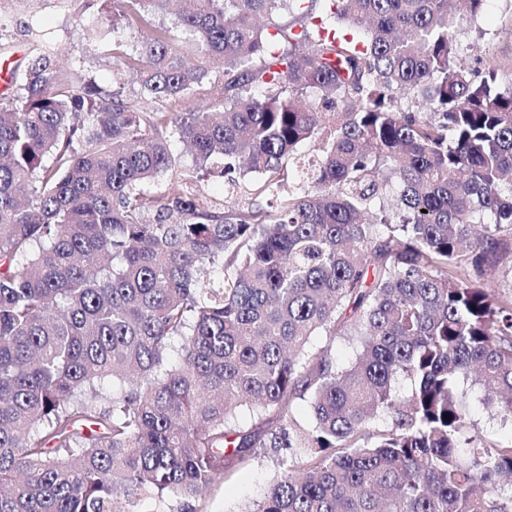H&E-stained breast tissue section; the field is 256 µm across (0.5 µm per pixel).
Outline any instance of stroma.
Returning a JSON list of instances; mask_svg holds the SVG:
<instances>
[{
	"label": "stroma",
	"mask_w": 512,
	"mask_h": 512,
	"mask_svg": "<svg viewBox=\"0 0 512 512\" xmlns=\"http://www.w3.org/2000/svg\"><path fill=\"white\" fill-rule=\"evenodd\" d=\"M73 0H6L0 6V43L10 47L15 61H23L53 47L63 68H77L81 80L102 84L112 81V54L103 46L105 35L130 44L148 31L147 24L113 27L112 9L96 6L87 14L83 35L72 32ZM463 43L481 47L480 57L499 66L501 81L512 80V7L506 0H489L485 15L475 25L464 26ZM281 453L263 449L254 465L235 471L223 485L207 489L200 500L203 512H241L261 501L279 470Z\"/></svg>",
	"instance_id": "1"
}]
</instances>
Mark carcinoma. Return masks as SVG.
<instances>
[{"mask_svg":"<svg viewBox=\"0 0 512 512\" xmlns=\"http://www.w3.org/2000/svg\"><path fill=\"white\" fill-rule=\"evenodd\" d=\"M108 2L173 18L122 50L135 99L48 47L0 101V512H201L260 448L284 454L249 512H512V441L458 390L512 421V82L457 59L488 0ZM215 59L196 111H140ZM174 155L178 158L177 169L189 179L194 191L209 206L221 208L224 203V190L215 181L208 178H199L194 170V162L191 153L183 149L182 144L175 142L173 144ZM469 401L471 403V413L476 423V428L482 436H486L498 442H508L512 436L511 423L503 425L499 420H492L487 417L479 404L478 399L480 396V388L478 386H471L470 380L468 381Z\"/></svg>","mask_w":512,"mask_h":512,"instance_id":"obj_1","label":"carcinoma"}]
</instances>
